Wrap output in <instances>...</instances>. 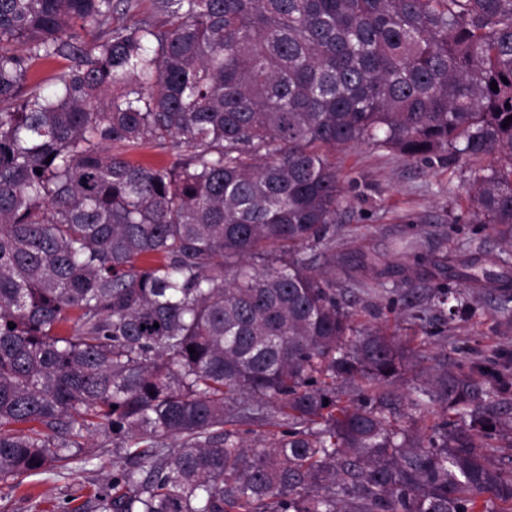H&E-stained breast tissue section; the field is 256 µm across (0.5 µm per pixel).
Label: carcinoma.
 I'll use <instances>...</instances> for the list:
<instances>
[{
    "instance_id": "obj_1",
    "label": "carcinoma",
    "mask_w": 512,
    "mask_h": 512,
    "mask_svg": "<svg viewBox=\"0 0 512 512\" xmlns=\"http://www.w3.org/2000/svg\"><path fill=\"white\" fill-rule=\"evenodd\" d=\"M143 4L0 0V485L99 432L90 512H512L506 374L410 378L354 325L330 161L473 164L467 223L511 263L512 0Z\"/></svg>"
}]
</instances>
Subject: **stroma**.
<instances>
[{"instance_id":"1","label":"stroma","mask_w":512,"mask_h":512,"mask_svg":"<svg viewBox=\"0 0 512 512\" xmlns=\"http://www.w3.org/2000/svg\"><path fill=\"white\" fill-rule=\"evenodd\" d=\"M340 173L345 200L336 237V280L343 302L360 327H381L387 334L423 347V367L471 359L512 368V320L498 313L502 293L512 294V267L493 265L502 247L478 224L455 223L470 201L460 164L412 162L369 145L331 157ZM481 250H474L475 242ZM492 273L490 283L471 287V260ZM447 285L466 295L470 313L449 319L430 294ZM423 319H414V311ZM105 438L85 436L90 461L73 478L57 482L39 475L14 491H0V512H61L65 500L84 502L112 476L111 459L97 458ZM39 507L30 510L29 496Z\"/></svg>"}]
</instances>
